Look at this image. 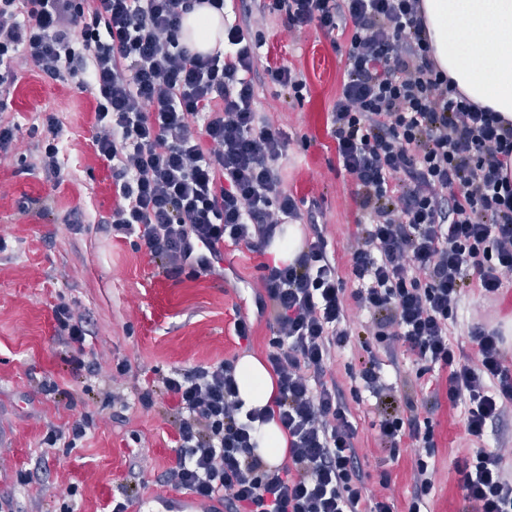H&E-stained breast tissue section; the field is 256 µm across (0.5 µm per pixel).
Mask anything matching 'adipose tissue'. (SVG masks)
Masks as SVG:
<instances>
[{
  "label": "adipose tissue",
  "instance_id": "obj_1",
  "mask_svg": "<svg viewBox=\"0 0 512 512\" xmlns=\"http://www.w3.org/2000/svg\"><path fill=\"white\" fill-rule=\"evenodd\" d=\"M433 59L477 105L512 121V0H422ZM224 19L209 5L185 14L181 40L198 52L213 51ZM238 396L245 409L272 406L275 378L256 356L236 363Z\"/></svg>",
  "mask_w": 512,
  "mask_h": 512
}]
</instances>
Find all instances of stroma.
<instances>
[{
	"label": "stroma",
	"instance_id": "obj_1",
	"mask_svg": "<svg viewBox=\"0 0 512 512\" xmlns=\"http://www.w3.org/2000/svg\"><path fill=\"white\" fill-rule=\"evenodd\" d=\"M260 29L265 45L257 70L290 66L307 81L300 101L267 79L256 81L258 111L288 136L283 188L298 200L305 234L322 231L345 276L344 295L352 297L349 247L360 214L353 182L336 171L335 143L326 127L346 68V44L314 23L283 36L278 14L267 16ZM93 105L91 93L70 82L22 72L0 114L19 126L18 150L0 151V430L8 437L0 445V504H8L9 512H113L120 503L156 512L157 493L177 491L168 477L177 459L176 411L164 379L234 356L265 358L273 337L255 305L260 256L228 248L213 274L171 276L137 237L119 239L104 231L102 222L119 197L110 164L94 146ZM49 113L59 121L56 181L37 165ZM75 210L82 215L78 225L70 222ZM61 304L85 315L84 344L57 336L53 311ZM239 314L253 322L246 341L233 330ZM476 322L512 329V287L490 312L479 289H469L449 328L452 342L470 349L468 331ZM371 355L387 378L410 376L415 411L435 427L428 512H466L454 469L471 446L463 410L435 400L425 380L412 378L409 360L363 334L333 352L328 375L350 388V369ZM76 356L94 362V370H74ZM120 364L126 367L121 376ZM145 390L153 400L147 410L137 400ZM348 406L368 490L389 498L393 512H408L414 486L410 438L391 457L380 440L372 399ZM84 415L94 420L91 433L71 446L62 440L44 447L49 426ZM21 471L29 474L28 484L17 483Z\"/></svg>",
	"mask_w": 512,
	"mask_h": 512
}]
</instances>
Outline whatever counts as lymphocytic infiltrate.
<instances>
[{
    "mask_svg": "<svg viewBox=\"0 0 512 512\" xmlns=\"http://www.w3.org/2000/svg\"><path fill=\"white\" fill-rule=\"evenodd\" d=\"M224 0H0V112L19 72L90 90L94 144L112 165L121 199L106 230L137 235L166 273L209 272L221 246L261 253L296 199L282 189L288 138L254 107L262 39L248 23L283 17L286 33L318 22L349 30L348 67L329 116L337 172L356 187L361 212L350 276L366 329L400 348L423 378L446 369L450 404L466 408L477 446L458 460L475 512H512L505 444L484 442L512 404V359L502 327L471 328V354L458 352L448 324L477 285L489 304L512 286V122L472 103L430 57L421 0H256L244 24L225 28L227 51L202 54L181 43L184 14ZM257 314L276 336L267 364L273 410H244L236 365L225 359L165 378L177 414L171 475L224 512H392L369 494L358 462L348 395L368 391L381 440L399 453L415 444L409 512L434 487L431 421L396 410L397 385L380 363L361 361L353 384L327 380L333 350L346 347L353 315L322 232L295 261L263 265ZM277 419L288 458L268 466L254 451L255 422Z\"/></svg>",
    "mask_w": 512,
    "mask_h": 512,
    "instance_id": "obj_1",
    "label": "lymphocytic infiltrate"
}]
</instances>
